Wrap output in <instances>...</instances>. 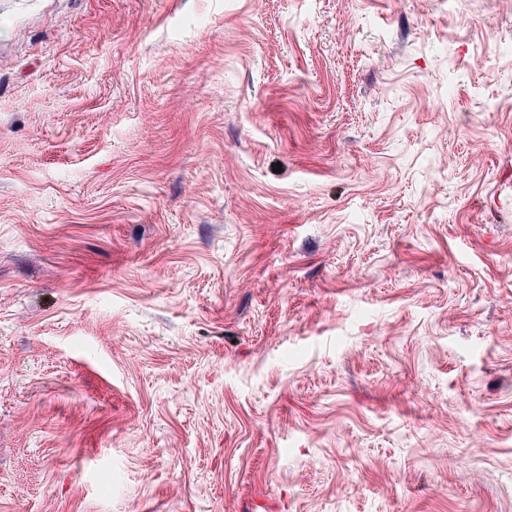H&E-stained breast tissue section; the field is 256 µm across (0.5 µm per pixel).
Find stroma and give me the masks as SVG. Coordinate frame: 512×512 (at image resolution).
I'll use <instances>...</instances> for the list:
<instances>
[{
  "mask_svg": "<svg viewBox=\"0 0 512 512\" xmlns=\"http://www.w3.org/2000/svg\"><path fill=\"white\" fill-rule=\"evenodd\" d=\"M0 512H512V0H0Z\"/></svg>",
  "mask_w": 512,
  "mask_h": 512,
  "instance_id": "1",
  "label": "stroma"
}]
</instances>
